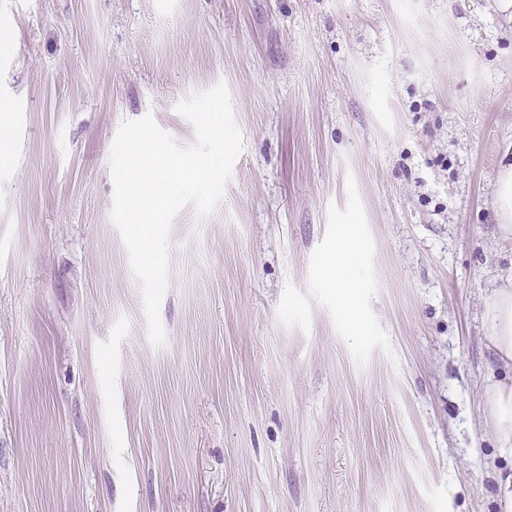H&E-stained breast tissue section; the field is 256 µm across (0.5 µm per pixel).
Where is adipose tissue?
<instances>
[{"mask_svg":"<svg viewBox=\"0 0 512 512\" xmlns=\"http://www.w3.org/2000/svg\"><path fill=\"white\" fill-rule=\"evenodd\" d=\"M486 307L492 323L490 346L498 363L484 388L487 418L498 443L493 500L497 512H512V286L495 289Z\"/></svg>","mask_w":512,"mask_h":512,"instance_id":"adipose-tissue-1","label":"adipose tissue"}]
</instances>
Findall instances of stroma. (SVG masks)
<instances>
[{"mask_svg": "<svg viewBox=\"0 0 512 512\" xmlns=\"http://www.w3.org/2000/svg\"><path fill=\"white\" fill-rule=\"evenodd\" d=\"M1 33L0 512H494L490 0H0ZM220 82L242 151L173 221L157 347L111 148L148 113L191 146ZM359 240L351 235L343 243L340 256L329 267V276L336 288H347L340 292V305L342 311L352 320H355L357 307L354 300V284L348 280V271L344 262L358 251Z\"/></svg>", "mask_w": 512, "mask_h": 512, "instance_id": "obj_1", "label": "stroma"}]
</instances>
